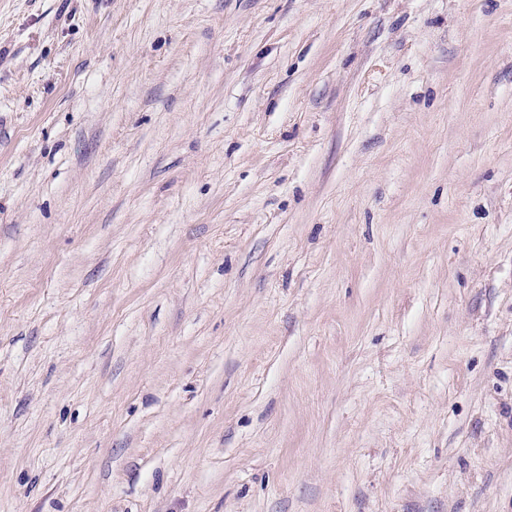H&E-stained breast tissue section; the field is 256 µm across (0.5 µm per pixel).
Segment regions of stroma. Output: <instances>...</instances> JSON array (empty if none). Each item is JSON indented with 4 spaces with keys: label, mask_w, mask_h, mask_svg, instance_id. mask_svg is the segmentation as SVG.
I'll list each match as a JSON object with an SVG mask.
<instances>
[{
    "label": "stroma",
    "mask_w": 512,
    "mask_h": 512,
    "mask_svg": "<svg viewBox=\"0 0 512 512\" xmlns=\"http://www.w3.org/2000/svg\"><path fill=\"white\" fill-rule=\"evenodd\" d=\"M0 512H512V0H0Z\"/></svg>",
    "instance_id": "obj_1"
}]
</instances>
